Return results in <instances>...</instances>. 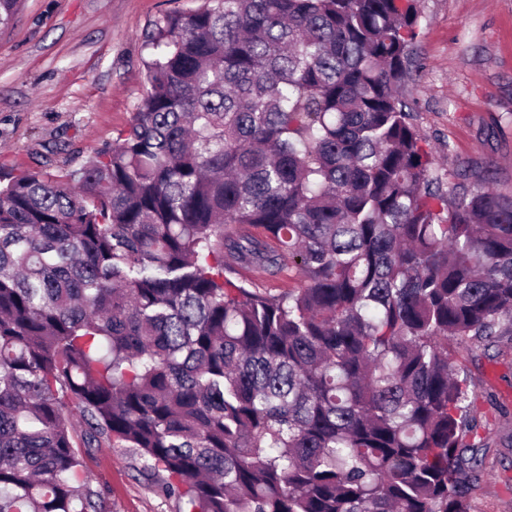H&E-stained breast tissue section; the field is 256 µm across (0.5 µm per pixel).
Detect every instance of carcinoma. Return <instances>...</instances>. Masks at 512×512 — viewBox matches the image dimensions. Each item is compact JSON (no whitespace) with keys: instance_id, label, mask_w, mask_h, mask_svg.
Instances as JSON below:
<instances>
[{"instance_id":"cac0c4a2","label":"carcinoma","mask_w":512,"mask_h":512,"mask_svg":"<svg viewBox=\"0 0 512 512\" xmlns=\"http://www.w3.org/2000/svg\"><path fill=\"white\" fill-rule=\"evenodd\" d=\"M420 28L419 0H204L156 22L112 144L0 167V512H106L83 454L112 447L188 512H469L448 340L512 337V195L437 173Z\"/></svg>"}]
</instances>
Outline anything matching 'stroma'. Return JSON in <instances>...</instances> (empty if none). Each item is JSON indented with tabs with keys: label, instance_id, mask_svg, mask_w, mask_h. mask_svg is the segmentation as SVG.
Returning <instances> with one entry per match:
<instances>
[{
	"label": "stroma",
	"instance_id": "1",
	"mask_svg": "<svg viewBox=\"0 0 512 512\" xmlns=\"http://www.w3.org/2000/svg\"><path fill=\"white\" fill-rule=\"evenodd\" d=\"M204 0H21L0 31V165L80 168L111 144L145 91V40L169 12ZM409 86L415 121L439 171L492 168L512 194V0H421ZM448 348L476 396L489 443L471 512H512V341ZM125 448H96L85 472L107 512H179L141 475Z\"/></svg>",
	"mask_w": 512,
	"mask_h": 512
}]
</instances>
